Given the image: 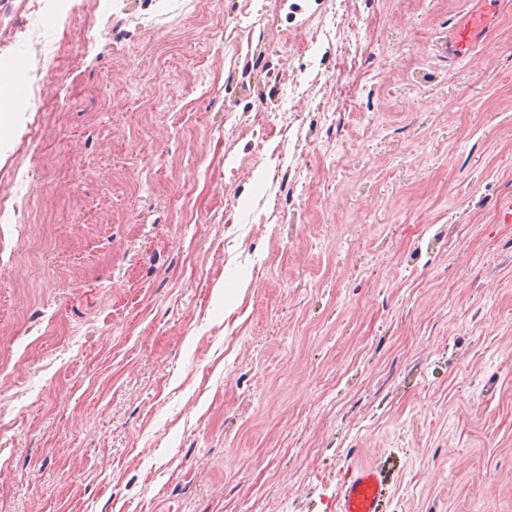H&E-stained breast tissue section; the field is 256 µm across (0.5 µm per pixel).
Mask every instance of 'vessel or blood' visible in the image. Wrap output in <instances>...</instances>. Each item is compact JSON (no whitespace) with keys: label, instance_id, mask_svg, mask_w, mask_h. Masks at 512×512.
Returning <instances> with one entry per match:
<instances>
[{"label":"vessel or blood","instance_id":"b4317fda","mask_svg":"<svg viewBox=\"0 0 512 512\" xmlns=\"http://www.w3.org/2000/svg\"><path fill=\"white\" fill-rule=\"evenodd\" d=\"M501 0H474V5L458 13L451 27L448 57L463 61L473 55L496 26ZM386 476L372 464L352 465L340 483L335 497V512H380Z\"/></svg>","mask_w":512,"mask_h":512}]
</instances>
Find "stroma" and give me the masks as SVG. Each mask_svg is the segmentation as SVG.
<instances>
[{
	"label": "stroma",
	"instance_id": "35a3bbf8",
	"mask_svg": "<svg viewBox=\"0 0 512 512\" xmlns=\"http://www.w3.org/2000/svg\"><path fill=\"white\" fill-rule=\"evenodd\" d=\"M467 6L0 8V512H332L355 463L512 512V0L451 63Z\"/></svg>",
	"mask_w": 512,
	"mask_h": 512
}]
</instances>
